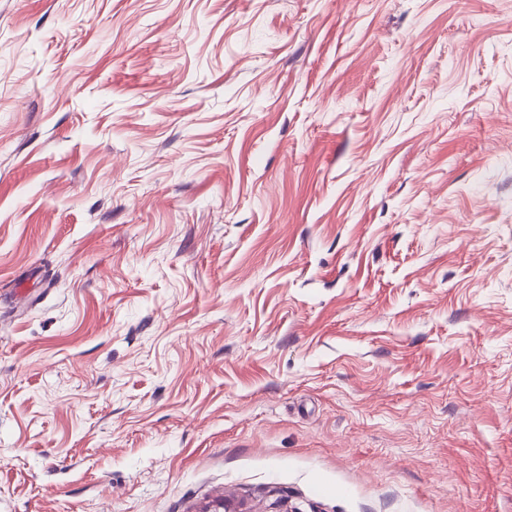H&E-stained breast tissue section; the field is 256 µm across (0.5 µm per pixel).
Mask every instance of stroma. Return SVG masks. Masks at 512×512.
Masks as SVG:
<instances>
[{
  "label": "stroma",
  "instance_id": "1",
  "mask_svg": "<svg viewBox=\"0 0 512 512\" xmlns=\"http://www.w3.org/2000/svg\"><path fill=\"white\" fill-rule=\"evenodd\" d=\"M512 512V0H0V512Z\"/></svg>",
  "mask_w": 512,
  "mask_h": 512
}]
</instances>
